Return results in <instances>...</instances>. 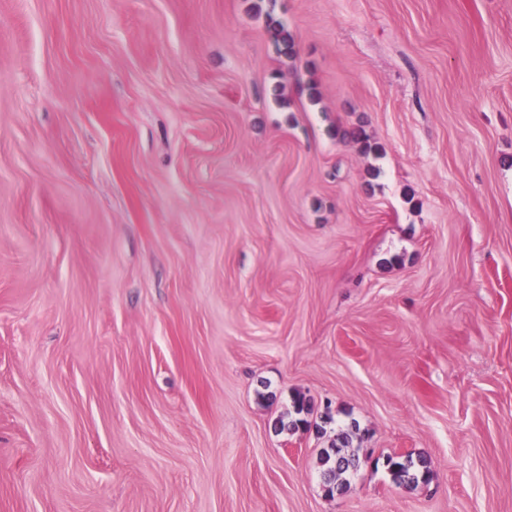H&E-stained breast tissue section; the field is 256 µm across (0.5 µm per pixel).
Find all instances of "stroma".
Masks as SVG:
<instances>
[{
	"instance_id": "stroma-1",
	"label": "stroma",
	"mask_w": 512,
	"mask_h": 512,
	"mask_svg": "<svg viewBox=\"0 0 512 512\" xmlns=\"http://www.w3.org/2000/svg\"><path fill=\"white\" fill-rule=\"evenodd\" d=\"M0 512H512V0H0ZM338 446L326 448L321 454L320 463L323 469V478H330L336 483V489L343 490L349 484L348 476L356 470L357 458L354 452L348 451L351 442L349 432L337 435ZM388 470L393 481L399 485H417L429 472L427 463L422 460H414L412 455L408 454L406 458H386Z\"/></svg>"
}]
</instances>
